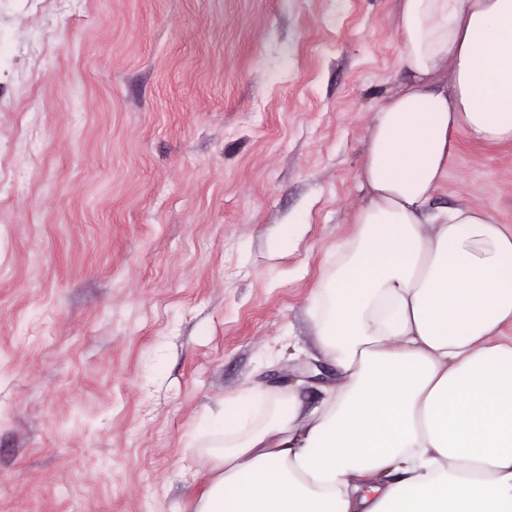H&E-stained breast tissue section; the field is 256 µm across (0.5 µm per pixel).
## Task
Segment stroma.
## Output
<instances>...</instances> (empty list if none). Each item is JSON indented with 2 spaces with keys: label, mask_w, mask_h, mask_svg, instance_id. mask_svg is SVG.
I'll list each match as a JSON object with an SVG mask.
<instances>
[{
  "label": "stroma",
  "mask_w": 512,
  "mask_h": 512,
  "mask_svg": "<svg viewBox=\"0 0 512 512\" xmlns=\"http://www.w3.org/2000/svg\"><path fill=\"white\" fill-rule=\"evenodd\" d=\"M397 5L0 0V512H192L208 410L335 384L305 306ZM431 205L512 225V142L457 134Z\"/></svg>",
  "instance_id": "35a3bbf8"
}]
</instances>
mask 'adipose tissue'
<instances>
[{
  "mask_svg": "<svg viewBox=\"0 0 512 512\" xmlns=\"http://www.w3.org/2000/svg\"><path fill=\"white\" fill-rule=\"evenodd\" d=\"M396 25L368 200L306 307L342 382L311 408L293 387L226 395L198 427L193 512H512V225L429 209L454 133L512 141V0H399Z\"/></svg>",
  "mask_w": 512,
  "mask_h": 512,
  "instance_id": "1",
  "label": "adipose tissue"
}]
</instances>
